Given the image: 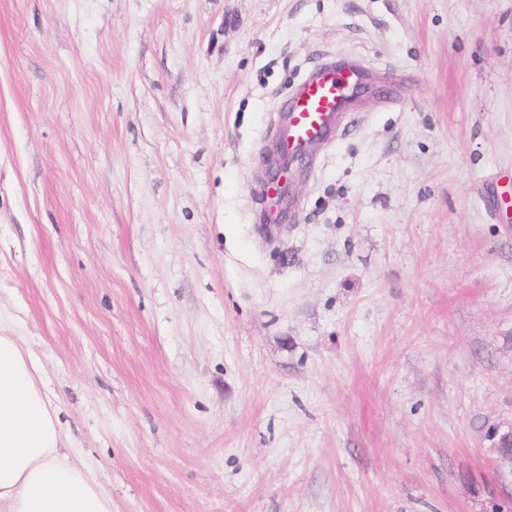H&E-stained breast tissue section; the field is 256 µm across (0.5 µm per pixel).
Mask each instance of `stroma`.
Masks as SVG:
<instances>
[{
	"mask_svg": "<svg viewBox=\"0 0 512 512\" xmlns=\"http://www.w3.org/2000/svg\"><path fill=\"white\" fill-rule=\"evenodd\" d=\"M329 60L369 83L266 240ZM505 194L512 0H0V323L112 512H486ZM306 151L292 155L283 153L280 144L276 143L268 151L267 166L270 183H279L284 188V194L289 199V180L286 174L295 170H303L307 164Z\"/></svg>",
	"mask_w": 512,
	"mask_h": 512,
	"instance_id": "stroma-1",
	"label": "stroma"
}]
</instances>
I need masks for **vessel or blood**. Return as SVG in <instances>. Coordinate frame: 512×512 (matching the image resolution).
I'll return each mask as SVG.
<instances>
[{"label":"vessel or blood","instance_id":"1","mask_svg":"<svg viewBox=\"0 0 512 512\" xmlns=\"http://www.w3.org/2000/svg\"><path fill=\"white\" fill-rule=\"evenodd\" d=\"M357 83V76L348 69L331 65L314 69L283 118L287 152L327 140L352 111Z\"/></svg>","mask_w":512,"mask_h":512}]
</instances>
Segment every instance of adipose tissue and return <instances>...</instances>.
<instances>
[{
    "label": "adipose tissue",
    "mask_w": 512,
    "mask_h": 512,
    "mask_svg": "<svg viewBox=\"0 0 512 512\" xmlns=\"http://www.w3.org/2000/svg\"><path fill=\"white\" fill-rule=\"evenodd\" d=\"M0 512H112L95 473L66 448L42 365L0 326Z\"/></svg>",
    "instance_id": "obj_1"
}]
</instances>
